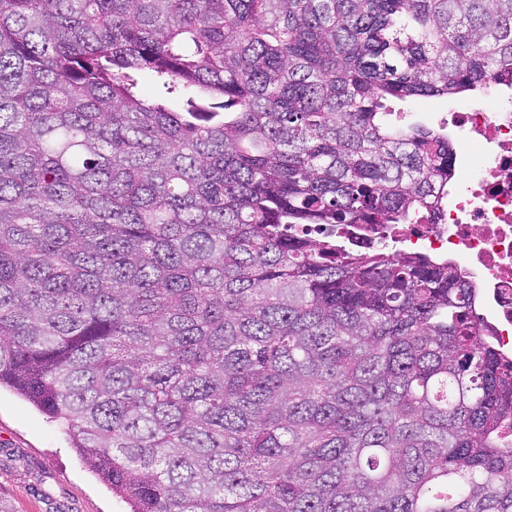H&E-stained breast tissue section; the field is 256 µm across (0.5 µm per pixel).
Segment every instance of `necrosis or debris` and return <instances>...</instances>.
Masks as SVG:
<instances>
[{
	"mask_svg": "<svg viewBox=\"0 0 512 512\" xmlns=\"http://www.w3.org/2000/svg\"><path fill=\"white\" fill-rule=\"evenodd\" d=\"M478 152H455L448 198L437 223L385 229L390 246L409 244L419 253L448 257L471 282L483 320L481 335L512 355V98L487 107L470 99L445 118Z\"/></svg>",
	"mask_w": 512,
	"mask_h": 512,
	"instance_id": "1",
	"label": "necrosis or debris"
}]
</instances>
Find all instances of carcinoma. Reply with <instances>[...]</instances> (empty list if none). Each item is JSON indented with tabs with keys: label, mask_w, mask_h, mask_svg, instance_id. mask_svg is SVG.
Masks as SVG:
<instances>
[{
	"label": "carcinoma",
	"mask_w": 512,
	"mask_h": 512,
	"mask_svg": "<svg viewBox=\"0 0 512 512\" xmlns=\"http://www.w3.org/2000/svg\"><path fill=\"white\" fill-rule=\"evenodd\" d=\"M512 87V0H0V387L131 512H512V359L386 102Z\"/></svg>",
	"instance_id": "carcinoma-1"
}]
</instances>
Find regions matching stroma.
Returning <instances> with one entry per match:
<instances>
[{"mask_svg":"<svg viewBox=\"0 0 512 512\" xmlns=\"http://www.w3.org/2000/svg\"><path fill=\"white\" fill-rule=\"evenodd\" d=\"M460 103L457 97L392 102L389 120L437 129ZM0 505L7 512H128L62 427L7 388L0 390Z\"/></svg>","mask_w":512,"mask_h":512,"instance_id":"obj_1","label":"stroma"}]
</instances>
